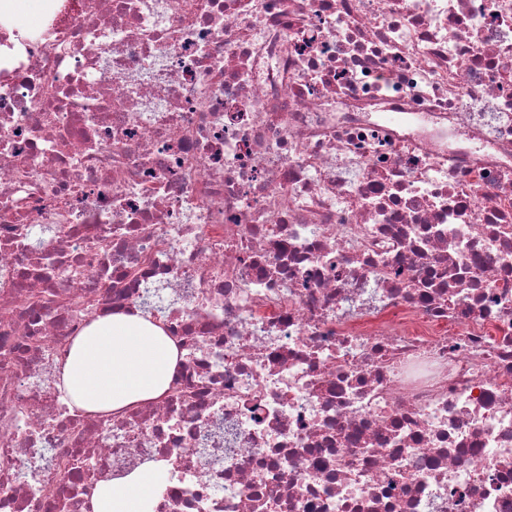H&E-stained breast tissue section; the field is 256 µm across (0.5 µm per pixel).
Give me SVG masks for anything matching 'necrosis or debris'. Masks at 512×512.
<instances>
[{
  "label": "necrosis or debris",
  "mask_w": 512,
  "mask_h": 512,
  "mask_svg": "<svg viewBox=\"0 0 512 512\" xmlns=\"http://www.w3.org/2000/svg\"><path fill=\"white\" fill-rule=\"evenodd\" d=\"M141 312L162 400L58 360ZM512 512V0L0 13V512ZM177 345L139 313L96 317L60 360L55 382L71 408L111 413L161 398L179 361ZM167 481L164 470L146 467L120 483L101 482L93 496V512H148Z\"/></svg>",
  "instance_id": "1"
}]
</instances>
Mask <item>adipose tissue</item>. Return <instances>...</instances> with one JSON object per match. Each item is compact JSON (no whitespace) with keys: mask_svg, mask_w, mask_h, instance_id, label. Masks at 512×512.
Listing matches in <instances>:
<instances>
[{"mask_svg":"<svg viewBox=\"0 0 512 512\" xmlns=\"http://www.w3.org/2000/svg\"><path fill=\"white\" fill-rule=\"evenodd\" d=\"M179 361L164 330L140 314L98 317L74 339L60 362V388L70 407L111 413L161 398ZM164 470L147 467L124 481L100 483L93 512H148L166 485Z\"/></svg>","mask_w":512,"mask_h":512,"instance_id":"1","label":"adipose tissue"}]
</instances>
